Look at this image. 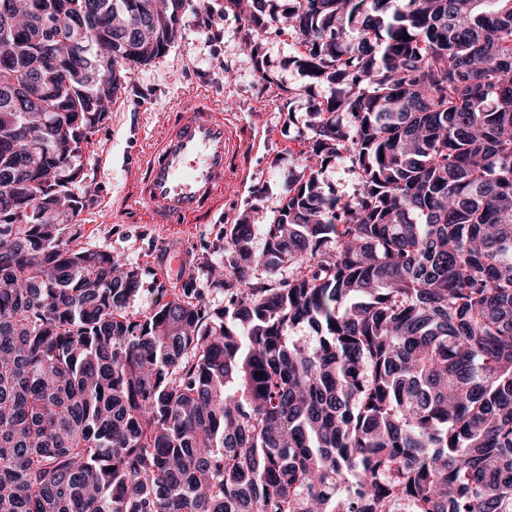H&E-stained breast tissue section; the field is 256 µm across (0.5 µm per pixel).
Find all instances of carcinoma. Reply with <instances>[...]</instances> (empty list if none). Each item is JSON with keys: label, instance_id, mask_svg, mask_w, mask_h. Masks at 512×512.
<instances>
[{"label": "carcinoma", "instance_id": "1", "mask_svg": "<svg viewBox=\"0 0 512 512\" xmlns=\"http://www.w3.org/2000/svg\"><path fill=\"white\" fill-rule=\"evenodd\" d=\"M228 3L334 92L262 249L224 229V307L136 318L73 160L183 0H0V512H512V0ZM320 181L325 192L333 190L339 195H353L358 189L357 177L342 160L326 167Z\"/></svg>", "mask_w": 512, "mask_h": 512}]
</instances>
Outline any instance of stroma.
Masks as SVG:
<instances>
[{"mask_svg": "<svg viewBox=\"0 0 512 512\" xmlns=\"http://www.w3.org/2000/svg\"><path fill=\"white\" fill-rule=\"evenodd\" d=\"M247 26L226 0H186L180 32L162 56L132 68L77 163L82 181L72 187L87 203L79 216L78 246L103 250L141 273L139 290L127 312L141 316L171 300L188 274L204 263L224 264V228L250 217L268 223L288 191V181L302 170V149L311 131L310 99L321 100L331 85H309L294 67L298 46L276 29L259 34L264 67H257L244 45ZM205 94L220 101L238 123L243 137L254 140L224 189V217L218 224H131L120 201L125 165L145 150L167 108L183 94ZM186 238L182 267L163 265L164 240Z\"/></svg>", "mask_w": 512, "mask_h": 512, "instance_id": "stroma-1", "label": "stroma"}]
</instances>
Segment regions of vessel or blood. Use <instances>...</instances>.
Masks as SVG:
<instances>
[{
	"instance_id": "vessel-or-blood-1",
	"label": "vessel or blood",
	"mask_w": 512,
	"mask_h": 512,
	"mask_svg": "<svg viewBox=\"0 0 512 512\" xmlns=\"http://www.w3.org/2000/svg\"><path fill=\"white\" fill-rule=\"evenodd\" d=\"M244 149L205 95L186 96L129 168L123 202L152 224H209L223 212L224 184Z\"/></svg>"
}]
</instances>
